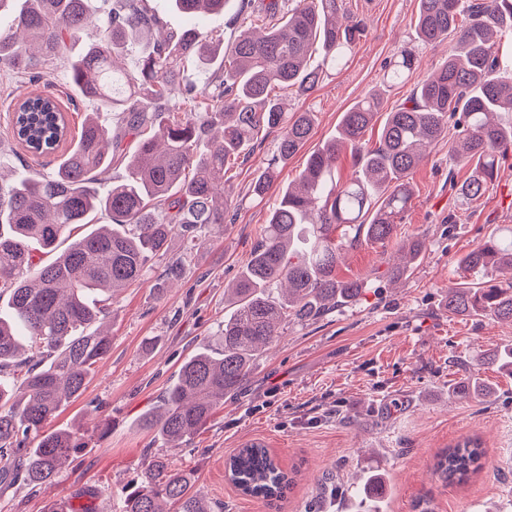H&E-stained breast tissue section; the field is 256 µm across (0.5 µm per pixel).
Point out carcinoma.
Here are the masks:
<instances>
[{"mask_svg": "<svg viewBox=\"0 0 512 512\" xmlns=\"http://www.w3.org/2000/svg\"><path fill=\"white\" fill-rule=\"evenodd\" d=\"M0 27V65L24 72L43 92H31L9 113L16 144L51 157L38 177L0 174V477L32 488L55 479L63 465L80 458L91 435L84 429L45 431L48 422L79 398L95 367L109 353L111 337L93 328L112 313V296L144 279L157 260L166 261L163 282L182 278L192 256L212 234L233 223L238 207L226 173L262 131H277L276 151L253 180L261 198L280 164L304 147L315 115L289 112L272 94L280 88L305 95L328 69H340L363 32L358 22H339V0H240L229 19L239 33L224 46V70L198 90L184 80L185 63L210 61L213 41L195 28L167 32L134 70L114 60L135 41L162 27L146 0H104L94 18L86 0H25ZM229 0H175L186 14L218 13ZM512 32V0H418L416 38L433 46L453 37L437 71L415 81L410 97L386 113L378 142L365 143L382 105L368 94L343 113L336 136L314 149L298 180L281 191L260 241L228 289V312L217 346H203L180 366L161 405L142 427L163 441L187 442L249 379L254 361L282 336L288 324L322 320L361 293L355 281L336 278L345 248L384 244L414 196L408 179L429 148L448 136L453 162L470 168L451 184L461 204L485 193L512 150V74L500 71L497 38ZM68 62L71 83L98 110L116 112L122 134L136 142L128 158L116 153L118 137L88 116L70 150L66 110L52 91V67ZM413 78V58L402 52L389 62L387 81ZM180 94L183 108L170 107ZM350 149L354 171L337 176L336 161ZM126 161L127 177L107 194L93 187L111 164ZM108 223L74 239L73 227ZM180 253H171L173 241ZM420 239L401 245L393 271L418 261ZM480 282L448 289V312L490 315L512 324V230L499 232L460 259ZM512 376V344L487 358ZM461 397L487 398L493 388L470 370L453 384ZM485 450L467 437L436 454L432 470L448 485L467 483L483 468ZM225 476L244 496L262 501L284 497L293 483L267 448L247 443L225 460ZM357 497L380 508L384 484L363 475ZM120 512H213L192 489L190 475L164 456L145 463L125 489Z\"/></svg>", "mask_w": 512, "mask_h": 512, "instance_id": "carcinoma-1", "label": "carcinoma"}]
</instances>
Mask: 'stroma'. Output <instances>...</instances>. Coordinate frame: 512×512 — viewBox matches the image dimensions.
I'll return each mask as SVG.
<instances>
[{
    "mask_svg": "<svg viewBox=\"0 0 512 512\" xmlns=\"http://www.w3.org/2000/svg\"><path fill=\"white\" fill-rule=\"evenodd\" d=\"M147 3L167 28L224 29V14L197 19L175 10L171 0ZM341 12L365 26L346 65L308 95H282L289 111L315 113L308 145L282 165L263 201L247 194L275 137L230 171L244 202L234 223L200 246L182 282L161 296L151 277L117 293L111 316L102 321L112 336L108 355L83 395L50 423L54 429H90L103 417L110 431L93 439L52 483L34 490L19 483L0 487V512H43L63 498L94 512H118L120 488L157 453L191 474L194 489L215 512H306L311 502L318 512H360L358 498L345 488L371 470L383 473L389 487L384 512H414L426 492L434 512H482L488 503L512 512V378L482 368L494 387L490 398L463 399L451 391L459 363L479 365L496 346L512 341V324L456 316L444 305L449 288L465 277L459 258L512 225V151L484 196L463 206L449 184L463 182L469 170L453 163L447 141H439L409 176L415 195L397 238L347 250L338 264L340 278L363 284L354 304L326 320L288 326L242 390L182 447H166L135 426L158 404L180 364L223 324L225 288L247 263L282 187L299 176L313 147L335 136L343 112L369 93L382 92L387 112L410 97L412 83L384 84L385 63L397 52H411L414 73L423 77L452 47L448 40L433 47L417 41V0H343ZM30 90L26 75L0 67V164L27 175L39 172L40 161L16 152L6 115L10 98ZM406 238L423 240L426 249L396 280L391 267ZM468 436L483 441L482 471L467 484L443 485L430 471L436 453ZM251 441L263 442L284 469L298 468L283 499L269 504L248 498L227 481L226 458ZM331 482L343 486L341 495L329 493Z\"/></svg>",
    "mask_w": 512,
    "mask_h": 512,
    "instance_id": "obj_1",
    "label": "stroma"
}]
</instances>
